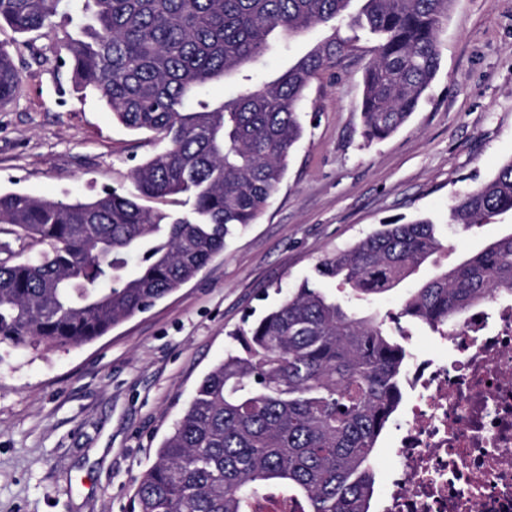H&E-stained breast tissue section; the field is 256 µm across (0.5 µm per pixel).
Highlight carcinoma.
<instances>
[{
  "mask_svg": "<svg viewBox=\"0 0 512 512\" xmlns=\"http://www.w3.org/2000/svg\"><path fill=\"white\" fill-rule=\"evenodd\" d=\"M80 14L57 43L78 93L92 91L128 130L165 144L131 187L72 203L0 194V224L45 249L12 261L0 245V347L79 346L194 279L227 238L263 214L303 136L312 79L353 49L344 28L375 39L362 75L361 136L383 140L417 111L440 69L438 35L453 0H0L18 33L51 24L61 2ZM332 34L255 89H204L259 64L279 31ZM22 74L0 45V105ZM194 199L193 215L164 209ZM144 199L157 203L150 207ZM512 212V158L457 197L448 223L472 228ZM441 248L429 219L381 225L322 264L369 302ZM138 271L130 275L132 258ZM494 289L512 291V231L436 274L400 315L440 333ZM376 314L304 286L248 329L201 380L156 460L134 483V512H259L273 497L294 512H370L379 436L401 398L407 352Z\"/></svg>",
  "mask_w": 512,
  "mask_h": 512,
  "instance_id": "1",
  "label": "carcinoma"
}]
</instances>
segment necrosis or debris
<instances>
[{
    "label": "necrosis or debris",
    "instance_id": "obj_1",
    "mask_svg": "<svg viewBox=\"0 0 512 512\" xmlns=\"http://www.w3.org/2000/svg\"><path fill=\"white\" fill-rule=\"evenodd\" d=\"M440 339L445 359L404 370L400 462L378 512H512V294L495 292Z\"/></svg>",
    "mask_w": 512,
    "mask_h": 512
}]
</instances>
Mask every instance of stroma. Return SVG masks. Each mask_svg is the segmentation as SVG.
<instances>
[{"label": "stroma", "instance_id": "stroma-1", "mask_svg": "<svg viewBox=\"0 0 512 512\" xmlns=\"http://www.w3.org/2000/svg\"><path fill=\"white\" fill-rule=\"evenodd\" d=\"M19 34L0 26L23 72L18 98L0 109V192L87 200L129 186L133 167L159 151L117 122L71 74L37 64L77 19ZM314 27L270 51L254 73L270 79L323 41ZM441 67L417 112L392 136L360 135L362 72L374 42L361 37L334 74L313 79L304 135L267 210L228 238L189 283L103 336L78 347L11 350L0 364V512H132L135 480L155 460L199 382L223 361L233 333L309 283L348 300L320 263L380 228L427 217L444 225L434 262L365 305L399 312L411 288L512 231V214L463 229L452 199L495 176L512 158V0H454L440 37ZM409 354L439 357L438 333L400 320Z\"/></svg>", "mask_w": 512, "mask_h": 512}]
</instances>
